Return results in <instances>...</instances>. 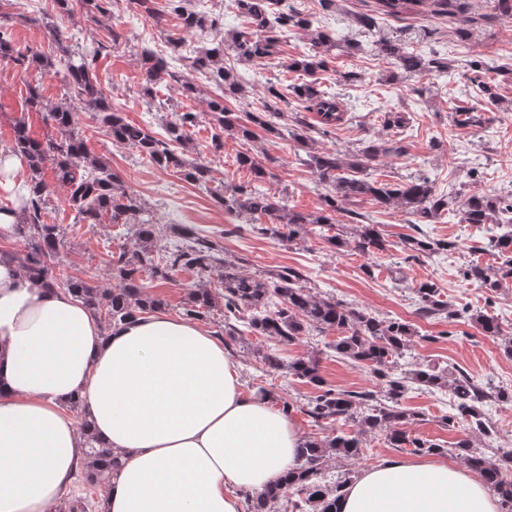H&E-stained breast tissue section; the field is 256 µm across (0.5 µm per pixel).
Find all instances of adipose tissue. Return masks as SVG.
<instances>
[{
  "instance_id": "obj_1",
  "label": "adipose tissue",
  "mask_w": 512,
  "mask_h": 512,
  "mask_svg": "<svg viewBox=\"0 0 512 512\" xmlns=\"http://www.w3.org/2000/svg\"><path fill=\"white\" fill-rule=\"evenodd\" d=\"M121 453L106 512H242L282 482L301 435L246 392L223 339L155 311L103 331L71 293L0 262V512H55L86 459L67 406ZM339 512H501L469 470L389 457L346 488Z\"/></svg>"
}]
</instances>
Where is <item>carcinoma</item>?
Listing matches in <instances>:
<instances>
[{
	"mask_svg": "<svg viewBox=\"0 0 512 512\" xmlns=\"http://www.w3.org/2000/svg\"><path fill=\"white\" fill-rule=\"evenodd\" d=\"M429 2V10L439 16L456 17V31L466 38L470 28L479 17L469 11L467 0H374L376 12L386 17L398 18L403 14ZM286 0H234L237 17L246 29L237 31L202 49L192 58L191 66L204 72L226 97H237L244 91L232 71L224 66V57L231 55L238 62L254 63L270 59L282 52L288 43V33L303 31L309 35L308 52L288 61L290 71H301L308 76L326 67L328 58L339 47L336 34L313 28V20L284 5ZM60 16H71L74 4L86 10L94 9L106 13L105 0H54ZM153 25L163 31L167 19L173 14L179 26L188 33H205L221 26L219 18L195 9L192 0H169L167 14L153 8V0H134ZM5 3L0 0V58L9 59L23 70L38 67L52 70L54 58L38 51H18L8 34V22L12 14L2 10ZM49 37L58 44L62 55L68 57L67 101L52 105L42 96L39 87L30 85L24 100L30 112H42L46 121L60 132V137L40 140L30 134L25 121L13 124V152L28 163L31 175L27 183V197L22 218L14 227V234L25 242V252H0L3 259L16 262L31 279L42 282L48 288L65 287L79 298L92 314L104 320L105 329L125 323L135 317L148 314L163 306V301L145 290L140 275L146 273L155 279H167L178 269L194 270L198 273L223 267L219 284L224 288V310L226 319H234L246 325L251 333L270 336L290 344L315 326L326 332L336 333L334 348L338 357L369 369L384 386L383 399L376 400L372 392L338 391L326 384L321 375L319 360L314 357L298 358L288 365L272 354L264 357L273 369L287 367L288 373L305 380L318 389V394L307 399L304 413L314 422H348L359 417L360 431H380L386 434L393 448H411L418 453L443 454L448 452L439 443L410 437L406 425L416 420L417 414L400 407V400L415 383L428 389H446L458 413L465 418L470 428L486 436L493 432L486 418L484 406L489 393L485 387L461 368L441 369L431 364H416L415 368L400 376L393 373L397 360L403 358L410 346L414 332L405 322L385 320L332 297H319L300 286L304 275L292 267L277 273L272 282L244 275L240 263L227 262L220 257L219 248L213 241L189 226H176L181 243L162 256L154 255L156 221L152 212L135 194L128 192L119 177L100 158L91 155L85 139L76 130L75 113L88 112L112 139V142L135 148L156 166L180 169L185 178L200 186L211 182L212 171L204 164L190 163L172 149V145H183L185 128L195 124V112H183L166 126V140H159L138 125L124 119L113 110L108 96L93 67V62L82 54L74 60L75 51L64 45V35L57 24L46 25ZM378 53L394 59L406 73L442 72L448 62L440 58L425 59L414 51L388 39L376 40ZM144 69V95L153 96L154 85L168 78L181 84L186 96L196 94L194 84L183 79L177 71L168 68L167 61L149 49L141 54ZM496 68L492 60L471 62L473 77L480 91L493 101L497 98L496 86L483 80L488 71ZM294 94L304 104V109L314 112L321 129L328 131L344 121V110L336 94L320 91L315 83L291 86ZM281 94L274 88L267 89L260 108L246 113V121L234 122L224 107V100L213 99L209 110L221 130H230L244 142L251 141L254 128L263 129L278 138L288 136L304 148L305 156L298 158L300 164L309 168L316 181L326 190L324 208L317 215L285 210L281 202L242 185L224 189L217 202L229 213H245L258 221L266 217L271 224L288 228L281 236L290 240L312 231L323 233L336 229L326 236L336 249L353 247L370 258L387 249L386 240L374 224L364 223L365 216L358 211L364 201L389 209L401 208L415 217L417 224H434L442 213L454 210L460 214V222L479 226L496 222L505 225V231L492 236L480 244L479 251L505 255L512 251V196L493 197L472 193L460 200L434 193L432 183L425 176H417L400 183H382L372 178L368 168L379 157L391 153L400 154L402 147L385 142L368 141L357 152L341 154L336 151H318L309 145L311 137L303 130L305 123L296 120L302 129L280 126L274 119L281 117L279 107ZM453 121L461 128L481 127L489 121L475 107L462 106L454 112ZM237 163L251 170L255 178L265 177L266 169L249 151L237 155ZM51 169L53 181L45 179V169ZM58 189L66 192L74 224H99L104 217L116 225H127L134 230L137 249L121 252L112 260V275L120 284L110 290H101L78 277H61L54 273L53 261L64 240V229L58 224L46 222V210L50 197ZM346 217V223L356 224L353 239L349 240L342 229L335 228L336 214ZM456 248L452 241L411 236L405 240V260L418 261L420 257L450 251ZM501 275L492 276L488 268L479 261L469 262L463 269V277L493 291L502 287V281L512 277V259ZM420 311L426 315L450 317L457 312L449 310V303L442 299L439 287L431 281H423L416 287ZM211 290L195 288L189 293V302L183 315L190 319L203 318L210 308ZM469 320L486 336H498L501 328L492 316L482 312L470 315ZM365 402L367 411L357 410ZM363 441L357 434L342 430L322 440L305 439L297 449L295 467L283 484L264 488L251 500V512H337L336 503L344 490V482L329 485L322 480L324 459L336 455L354 459L362 453ZM455 450L463 461L499 496L502 512H512V479L503 473L502 463L512 462V453H504L502 462L488 459L473 448L468 440L455 443ZM120 465L119 457L108 447H92L87 461L80 471L82 484L96 495L99 506H104L109 493L112 471ZM58 512H88L87 498L74 496L58 505Z\"/></svg>",
	"mask_w": 512,
	"mask_h": 512,
	"instance_id": "obj_1",
	"label": "carcinoma"
}]
</instances>
